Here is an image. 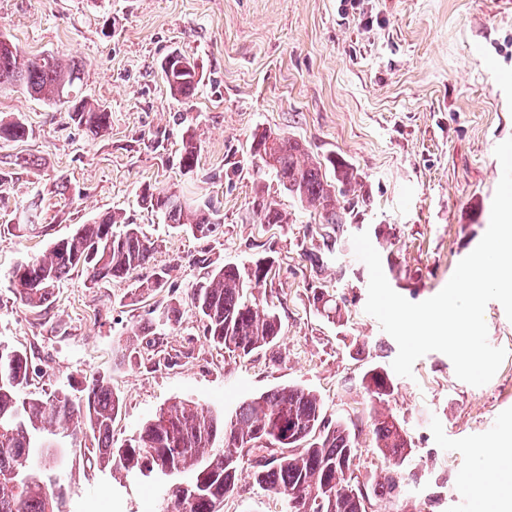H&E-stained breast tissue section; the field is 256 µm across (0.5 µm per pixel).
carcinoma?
Masks as SVG:
<instances>
[{
    "mask_svg": "<svg viewBox=\"0 0 512 512\" xmlns=\"http://www.w3.org/2000/svg\"><path fill=\"white\" fill-rule=\"evenodd\" d=\"M170 95L191 98L200 81L194 59L172 54L160 63ZM81 82L75 63L63 65L53 55L22 59L8 39L0 37V86L19 87L44 101L71 104L74 121L93 136L107 130L111 113L100 104L74 102ZM20 120H0V142L24 139ZM200 145L197 134L182 135L180 168H197ZM251 154L274 173L278 186L301 207L319 217L322 244L302 253L311 268L324 266L334 252L343 226L356 220L369 198L359 192L358 172L348 162L328 156L311 159L305 145L292 137L262 132L254 136ZM143 200L166 223L186 227L199 238H210L224 223L211 204L191 207L175 191L145 190ZM261 224H287L290 213L276 207L258 187L252 201ZM157 247L137 224H127L107 214L91 224H78L66 237L51 244L47 254L17 264L10 282L17 301L31 309L44 306L60 284L77 270L92 285L124 280L150 264ZM269 257L249 265L229 263L204 266L193 284L191 307L209 343L235 356L246 357L276 344L282 337L277 305L259 299L253 290L267 279L273 267ZM170 266L153 267L138 281L132 302L172 288ZM313 304L327 320L343 322L342 306L328 291L313 292ZM180 301L149 312L155 329L178 322ZM27 351L0 343V512H64L56 490L62 483L54 475L32 471L36 457L52 455L51 438L85 434L89 464L101 471L123 472L149 478L146 471L162 462L182 475L163 488L161 512H220L224 500L238 489V477L247 455L257 457L250 474L253 485L281 501V512H366L370 495L352 487L355 436L347 421L331 422L321 398L297 386H277L241 401L229 414L200 401L175 400L147 419L137 436L114 443L112 423L123 407L121 395L105 377L84 380L81 397L68 391L37 395L30 391L34 376ZM371 403L374 445L388 463L384 480L373 494L395 498L405 492L404 470L413 446L401 423L378 411L394 391L389 374L379 367L363 376Z\"/></svg>",
    "mask_w": 512,
    "mask_h": 512,
    "instance_id": "1",
    "label": "carcinoma"
}]
</instances>
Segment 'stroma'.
<instances>
[{
    "label": "stroma",
    "instance_id": "stroma-1",
    "mask_svg": "<svg viewBox=\"0 0 512 512\" xmlns=\"http://www.w3.org/2000/svg\"><path fill=\"white\" fill-rule=\"evenodd\" d=\"M0 34L22 58L50 53L82 71L81 96L104 105L111 126L93 137L65 106L0 87V118L22 119L27 135L0 142V342L27 350L39 372L36 393L104 375L123 398L115 442L177 399L218 409L278 385L314 391L329 419L353 422L355 474L378 482L386 464L374 447L362 385L374 365L391 369L396 341L365 311L370 273L353 235L368 233L391 288L410 302L440 292L485 234L502 167L497 144L512 138V10L499 0H0ZM194 58L195 96L173 99L159 61ZM200 143L194 172L180 169L185 129ZM272 131L306 144L315 158L353 164L370 197L342 246L321 270L303 262L320 243L314 217L280 192L250 155L253 134ZM235 169L225 181L227 169ZM291 214L261 224L256 186ZM174 189L188 202L213 201L221 234L198 239L145 208V187ZM118 212L156 240L155 262L173 266L177 297L202 264L274 260L260 298L278 307L283 335L268 349L235 358L206 343L190 310L153 336L132 337L161 292L134 304L128 278L88 287L75 272L43 309L21 305L10 274L42 255L74 225ZM36 221L35 233L18 232ZM346 302L343 324L322 318L314 288ZM488 340L507 356L492 380H459L452 361L431 352L412 377L394 376L385 403L408 432L414 459L398 501L371 498L368 512H480L462 478L478 449L512 435V320L485 309ZM70 512H147L146 481L90 469L71 438L58 441ZM245 457L237 492L221 512H280L253 486Z\"/></svg>",
    "mask_w": 512,
    "mask_h": 512
}]
</instances>
